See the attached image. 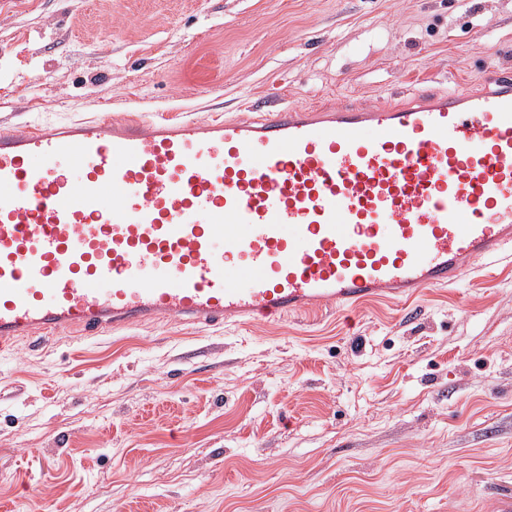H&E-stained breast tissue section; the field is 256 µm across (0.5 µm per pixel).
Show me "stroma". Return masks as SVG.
Segmentation results:
<instances>
[{
    "mask_svg": "<svg viewBox=\"0 0 512 512\" xmlns=\"http://www.w3.org/2000/svg\"><path fill=\"white\" fill-rule=\"evenodd\" d=\"M512 69V0H0V126ZM25 471L28 487L14 475ZM512 255L408 303L0 349V512H497Z\"/></svg>",
    "mask_w": 512,
    "mask_h": 512,
    "instance_id": "1",
    "label": "stroma"
}]
</instances>
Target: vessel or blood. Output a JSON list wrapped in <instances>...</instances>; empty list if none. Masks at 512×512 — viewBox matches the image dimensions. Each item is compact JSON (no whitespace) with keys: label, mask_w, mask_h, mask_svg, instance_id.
Returning <instances> with one entry per match:
<instances>
[{"label":"vessel or blood","mask_w":512,"mask_h":512,"mask_svg":"<svg viewBox=\"0 0 512 512\" xmlns=\"http://www.w3.org/2000/svg\"><path fill=\"white\" fill-rule=\"evenodd\" d=\"M509 247L508 73L245 119L0 127V348L400 302Z\"/></svg>","instance_id":"b4317fda"}]
</instances>
